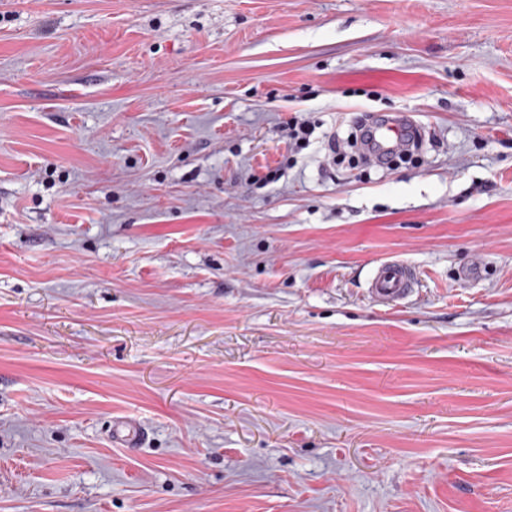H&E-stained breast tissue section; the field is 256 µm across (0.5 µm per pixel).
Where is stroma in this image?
<instances>
[{"mask_svg": "<svg viewBox=\"0 0 512 512\" xmlns=\"http://www.w3.org/2000/svg\"><path fill=\"white\" fill-rule=\"evenodd\" d=\"M0 512H512V0H0ZM419 131V125L407 114L386 115L370 127L369 145L377 155L393 153L411 146ZM316 126L308 121H293L288 124V134L286 141L288 151L302 148L306 142L310 141V137L314 134ZM418 282L415 268L398 259L379 262L368 279L366 293L374 303L398 304L408 299ZM145 436V429L133 419H125L114 424L112 429V442L122 445H132L141 441Z\"/></svg>", "mask_w": 512, "mask_h": 512, "instance_id": "35a3bbf8", "label": "stroma"}]
</instances>
